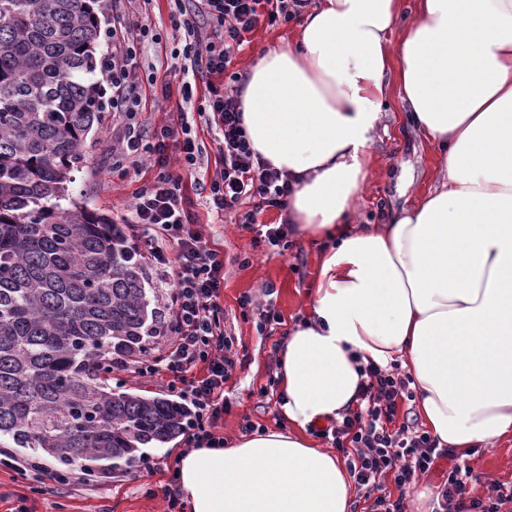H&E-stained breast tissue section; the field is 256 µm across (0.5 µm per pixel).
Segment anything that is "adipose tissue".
I'll use <instances>...</instances> for the list:
<instances>
[{
    "instance_id": "adipose-tissue-1",
    "label": "adipose tissue",
    "mask_w": 512,
    "mask_h": 512,
    "mask_svg": "<svg viewBox=\"0 0 512 512\" xmlns=\"http://www.w3.org/2000/svg\"><path fill=\"white\" fill-rule=\"evenodd\" d=\"M393 83L440 179L360 224ZM241 103L252 149L292 184L289 223L327 247L310 315L279 349L286 428L182 455L188 512H350L351 476L312 431L353 408L370 362L401 361L424 424L460 458L512 437V0H313L251 66Z\"/></svg>"
}]
</instances>
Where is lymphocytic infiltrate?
Wrapping results in <instances>:
<instances>
[{"instance_id":"f902f5d3","label":"lymphocytic infiltrate","mask_w":512,"mask_h":512,"mask_svg":"<svg viewBox=\"0 0 512 512\" xmlns=\"http://www.w3.org/2000/svg\"><path fill=\"white\" fill-rule=\"evenodd\" d=\"M126 9L112 15L106 36L112 55L103 61L112 85L109 107L123 131L112 146V170L135 176L152 167L153 178L139 188L122 231L138 260L153 267L165 290L162 325L156 335L162 346L132 362L113 357L117 371L142 376L168 375L188 402L183 433L198 447L220 448L217 433L224 416V385L238 365L233 339L224 329L220 288L224 257L211 248L186 206L183 171L195 169L202 148L192 135L187 111L174 123L146 130L141 118L148 92L169 97L179 85L185 102L214 132L221 164L209 185L208 205L216 213H236L249 228L269 208L285 209L291 187L284 174L256 156L243 123V113L226 81L234 50L243 48L258 23L274 27L296 18L305 0H174L171 27L181 42L164 69L144 56L141 46L152 39L146 14L148 0H122ZM201 79L207 93L195 99L192 83ZM250 210L238 212L241 202ZM358 410L328 427L337 450L344 452L356 488L393 475L399 490L410 489L439 459L448 455L429 433L397 423L398 398L408 391V378L374 365L363 367ZM444 512H502L512 504V486H493L488 497L470 496L460 466L449 469L440 488Z\"/></svg>"}]
</instances>
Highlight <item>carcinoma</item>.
Segmentation results:
<instances>
[{
	"mask_svg": "<svg viewBox=\"0 0 512 512\" xmlns=\"http://www.w3.org/2000/svg\"><path fill=\"white\" fill-rule=\"evenodd\" d=\"M92 3L0 0V438L90 473L184 424L174 402L109 385L158 311L119 226L69 199L102 94Z\"/></svg>",
	"mask_w": 512,
	"mask_h": 512,
	"instance_id": "carcinoma-1",
	"label": "carcinoma"
}]
</instances>
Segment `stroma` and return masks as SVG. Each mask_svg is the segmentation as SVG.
Returning <instances> with one entry per match:
<instances>
[{
	"instance_id": "1",
	"label": "stroma",
	"mask_w": 512,
	"mask_h": 512,
	"mask_svg": "<svg viewBox=\"0 0 512 512\" xmlns=\"http://www.w3.org/2000/svg\"><path fill=\"white\" fill-rule=\"evenodd\" d=\"M173 0H152L149 16L161 35L160 43H146L148 57L165 56L178 45L171 28ZM297 21L276 26L258 25L250 44L235 53L231 69L248 76L257 56L286 42ZM110 111H102L87 135V160L75 171L69 186L71 197L94 216L113 222L124 214L142 180L111 173L109 147L116 136ZM372 172L358 201L360 223L377 224L383 213L411 207L434 184L438 153L407 121L397 85L389 87V104L371 150ZM214 170L199 167L185 175L187 208L197 217L203 236L224 256V285L220 302L226 315V330L234 336L241 360L224 386V421L219 433L225 444L242 437L244 420L259 429L276 430L284 420L279 411L277 349L289 327L304 319L309 291L318 268L321 245L310 235L292 231L288 251L279 253L253 244L254 234L231 223L228 216L212 212L206 204ZM255 300L253 307L239 305L243 296ZM270 299L283 323L266 333L259 329L257 302ZM168 376L140 378L113 372V390L147 398L176 400ZM187 449L184 437L161 445H147L145 456L155 463L154 472L142 466L114 468L108 475L67 468L68 483L42 489L37 471H19L15 462L30 452L24 448L0 450V512H12L27 503L31 512H164V488L177 459ZM470 494L484 498L492 484L512 485V438L492 448H482L461 461Z\"/></svg>"
}]
</instances>
